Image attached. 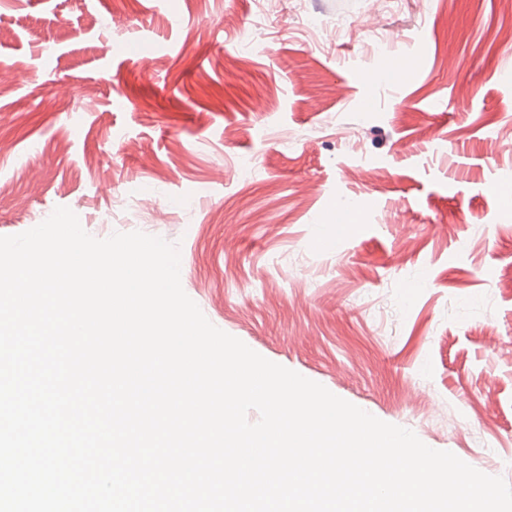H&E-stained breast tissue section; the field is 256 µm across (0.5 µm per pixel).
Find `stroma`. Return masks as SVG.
Wrapping results in <instances>:
<instances>
[{
	"label": "stroma",
	"mask_w": 512,
	"mask_h": 512,
	"mask_svg": "<svg viewBox=\"0 0 512 512\" xmlns=\"http://www.w3.org/2000/svg\"><path fill=\"white\" fill-rule=\"evenodd\" d=\"M303 8L338 27L332 48L310 47L292 0H0V236L63 206L100 239L179 244L213 325L512 483V208L495 191L512 149L489 138L512 125V42L488 38L512 0ZM115 14L125 30L90 23ZM135 37L148 70L119 45Z\"/></svg>",
	"instance_id": "stroma-1"
}]
</instances>
